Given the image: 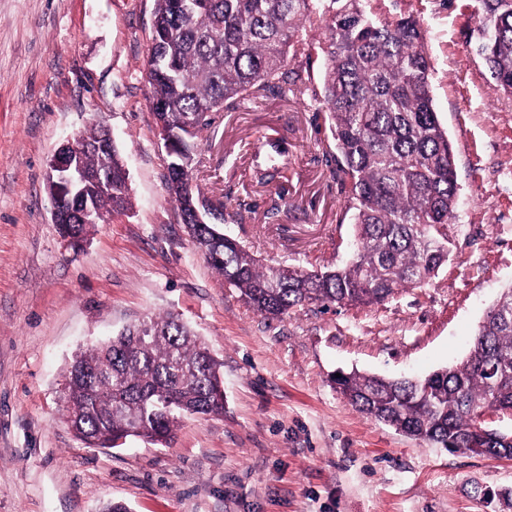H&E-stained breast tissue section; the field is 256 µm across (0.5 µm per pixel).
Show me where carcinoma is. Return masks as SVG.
Here are the masks:
<instances>
[{
  "label": "carcinoma",
  "mask_w": 512,
  "mask_h": 512,
  "mask_svg": "<svg viewBox=\"0 0 512 512\" xmlns=\"http://www.w3.org/2000/svg\"><path fill=\"white\" fill-rule=\"evenodd\" d=\"M148 59L156 125L190 140L220 107L268 93L288 96L314 80L312 51L324 59L318 110L336 150V176L348 192L344 223L355 226L349 260L333 269L264 267L215 224H189L204 199L181 193L167 162L168 190L198 252L266 318L317 304L368 306L421 286L448 262V225L457 201L455 154L431 95L434 66L417 23L390 19L373 0H155ZM475 48L500 89L512 95V0H478ZM103 128L80 137L83 165L112 172V186L81 200L98 223L125 209V161L117 147L96 149ZM357 411L444 448L512 458V286L486 313L468 356L421 379L344 373L332 379ZM224 413L219 364L183 321L151 316L77 354L64 389L63 416L90 448L120 437L164 445L186 415Z\"/></svg>",
  "instance_id": "1"
}]
</instances>
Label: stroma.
I'll list each match as a JSON object with an SVG mask.
<instances>
[{"mask_svg": "<svg viewBox=\"0 0 512 512\" xmlns=\"http://www.w3.org/2000/svg\"><path fill=\"white\" fill-rule=\"evenodd\" d=\"M414 16L454 146L447 265L378 305H307L268 319L196 251L170 199L149 103L155 0H0V512H512V459L447 449L354 410L330 378L425 376L459 362L512 286V96L469 46L473 0H383ZM193 183L224 199L262 265L333 268L353 226L312 91L211 115ZM107 127L131 207L80 246L52 222L48 161ZM275 171L270 182L262 170ZM243 222H236V215ZM170 313L208 346L224 412L188 417L168 446L89 448L62 416L75 354Z\"/></svg>", "mask_w": 512, "mask_h": 512, "instance_id": "stroma-1", "label": "stroma"}]
</instances>
